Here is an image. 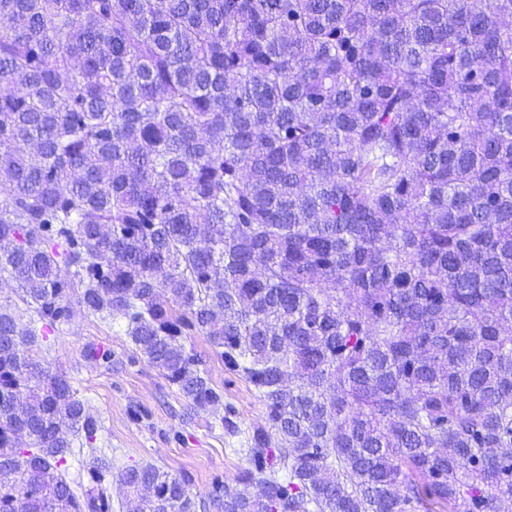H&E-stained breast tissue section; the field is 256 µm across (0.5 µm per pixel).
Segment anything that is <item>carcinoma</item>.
I'll list each match as a JSON object with an SVG mask.
<instances>
[{
    "label": "carcinoma",
    "instance_id": "carcinoma-1",
    "mask_svg": "<svg viewBox=\"0 0 512 512\" xmlns=\"http://www.w3.org/2000/svg\"><path fill=\"white\" fill-rule=\"evenodd\" d=\"M2 84L0 512H512V0H0ZM77 314L220 349L247 467L112 474ZM186 348L193 349L202 359V367L213 384L224 391V408H232L233 420L240 432L250 431L265 425L263 407L256 397L252 386L241 376L232 374L224 368V362L216 354L214 347L204 336H189L185 340Z\"/></svg>",
    "mask_w": 512,
    "mask_h": 512
}]
</instances>
